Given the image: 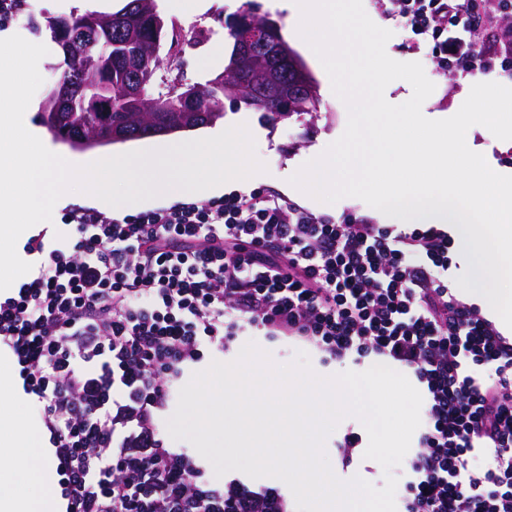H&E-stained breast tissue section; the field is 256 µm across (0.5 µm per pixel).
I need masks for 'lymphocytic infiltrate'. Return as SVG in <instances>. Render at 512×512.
Masks as SVG:
<instances>
[{
	"label": "lymphocytic infiltrate",
	"instance_id": "obj_1",
	"mask_svg": "<svg viewBox=\"0 0 512 512\" xmlns=\"http://www.w3.org/2000/svg\"><path fill=\"white\" fill-rule=\"evenodd\" d=\"M485 0H387L440 65ZM434 224H338L255 188L117 218L72 209L30 240L0 292V350L48 434L64 512H294L282 488L215 483L169 447L173 380L241 322L326 357L403 367L425 401L402 512H512V340L448 285ZM487 465L476 470L472 458Z\"/></svg>",
	"mask_w": 512,
	"mask_h": 512
}]
</instances>
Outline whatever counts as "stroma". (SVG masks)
<instances>
[{"label": "stroma", "instance_id": "1", "mask_svg": "<svg viewBox=\"0 0 512 512\" xmlns=\"http://www.w3.org/2000/svg\"><path fill=\"white\" fill-rule=\"evenodd\" d=\"M258 15L276 22L289 45L305 57L304 63L318 85V106L316 112L281 119L275 122L263 118L261 113L247 111L248 120L256 129L254 135L256 156L265 164L266 170L249 179L234 182V189L263 187L268 193L281 195L294 201L308 212L343 223L348 220L370 224L389 223V216L370 207L355 197H345L333 204L319 203L300 195L292 188L290 177L307 161L317 157L325 148L336 141L344 132L346 106L324 89L326 78L313 58L304 54L305 48L297 28V21L285 11H270L266 0H253ZM364 10L378 26L391 31L386 44L387 54L400 62L421 63L426 76L435 85L434 92L422 105V113L427 118L444 116L458 111L464 102L463 84L470 78L469 72L458 70L456 63L447 68H439L431 54L428 42L399 29L397 23L384 15L383 0H363ZM60 11L53 0H23L21 9L9 21L7 29L26 35L31 41L43 37L38 26L46 18L59 16ZM234 17L222 0H215L212 8L198 16H177L164 13L167 42L180 50L184 64L178 78L186 84L206 81L224 68L232 45L225 42L227 24ZM256 342L280 364L291 362L298 351H306L313 369L323 375L335 374L337 369L363 371L371 367L373 358L361 361L345 359L334 361L324 358L315 349H303L301 344L266 336L264 331L246 325L232 340L222 346H204V357L200 368H207L212 361L230 362L239 354L247 342Z\"/></svg>", "mask_w": 512, "mask_h": 512}]
</instances>
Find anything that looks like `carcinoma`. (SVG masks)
<instances>
[{
  "mask_svg": "<svg viewBox=\"0 0 512 512\" xmlns=\"http://www.w3.org/2000/svg\"><path fill=\"white\" fill-rule=\"evenodd\" d=\"M157 5L148 0H127L112 14L94 12L53 17V41L62 50L66 69L62 82L72 86L70 105L60 109L47 99L41 106L44 125L71 150L86 152L96 148L154 136H168L212 126L224 119V103L281 118V107L288 102L293 73L279 56L285 42L278 25L268 32L265 50L253 55L238 47L236 22L228 26L233 40L227 66L213 78L198 85L193 112H128L122 101L128 87L152 83L162 59L152 45L162 44L164 28L157 26ZM281 72L280 93L262 105L249 102L250 94L229 82L231 74L249 75L257 70ZM112 93V110L101 104L104 91Z\"/></svg>",
  "mask_w": 512,
  "mask_h": 512,
  "instance_id": "obj_1",
  "label": "carcinoma"
}]
</instances>
